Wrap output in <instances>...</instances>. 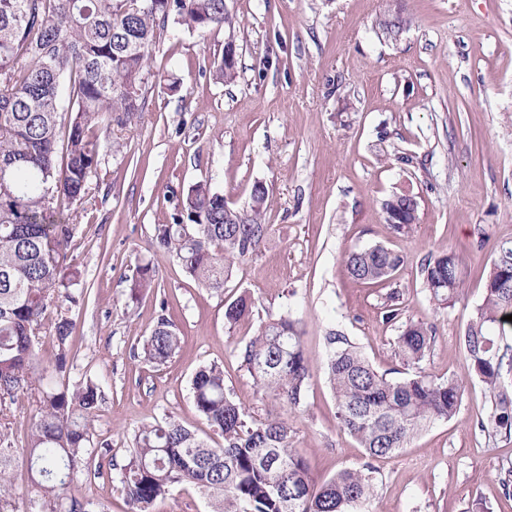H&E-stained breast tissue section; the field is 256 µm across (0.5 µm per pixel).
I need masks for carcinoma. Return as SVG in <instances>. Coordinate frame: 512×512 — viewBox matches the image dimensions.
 <instances>
[{"label": "carcinoma", "mask_w": 512, "mask_h": 512, "mask_svg": "<svg viewBox=\"0 0 512 512\" xmlns=\"http://www.w3.org/2000/svg\"><path fill=\"white\" fill-rule=\"evenodd\" d=\"M191 31L235 26L224 0H0V416L20 392H38L37 419L26 460L34 495L25 512H93L92 503L69 493L95 458L92 422L103 400L91 378L73 384L71 324L54 327L53 370L44 383L38 339L48 310L76 305L82 272L68 256L73 225L54 201L86 198L99 165V134L125 126L141 111V90L150 49L169 18ZM407 24L401 11L381 22L388 34ZM268 188L257 182L246 208L224 210V194L211 181L191 185L174 224L155 229L158 250L176 258L204 287L224 291L235 265L256 253L268 235L264 211ZM397 234L418 223V202L395 193L381 204ZM403 263L383 245L349 252L345 265L360 282L386 281ZM430 300L449 306L464 285L463 258L454 251L431 257L422 268ZM154 267H138L136 296L153 287ZM251 297L225 305L229 327L252 316ZM512 315V241L501 244L491 264L485 295L461 344L471 369L492 398L491 425L512 435V388L502 381L505 354L500 336ZM182 337L165 317L144 341L145 364L167 363ZM327 378L336 419L371 459L398 455L415 436L456 415L463 382L436 379L421 368L431 344L418 322L402 325L397 351L405 378L379 373L350 339L327 336ZM243 367L262 396L281 407L300 406L310 379L300 321L290 315L263 322L239 348ZM197 412L219 432L212 446L170 414L132 432L125 462L112 464L131 512L171 488L191 485L209 495L214 512H363L374 495V469H343L320 484L301 451L292 446L288 418H256L237 403L218 363L200 366L190 381ZM0 433V512H15L9 493L16 463Z\"/></svg>", "instance_id": "1"}]
</instances>
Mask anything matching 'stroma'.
Segmentation results:
<instances>
[{"instance_id":"obj_1","label":"stroma","mask_w":512,"mask_h":512,"mask_svg":"<svg viewBox=\"0 0 512 512\" xmlns=\"http://www.w3.org/2000/svg\"><path fill=\"white\" fill-rule=\"evenodd\" d=\"M235 30L192 32L168 22L151 50L143 108L101 137L99 167L84 203L63 206L75 229L68 255L83 273L84 304L48 310L39 335L43 366L56 351L58 316L73 323L71 379L99 382L105 399L92 424L124 462L133 430L175 415L209 443L220 437L197 413L190 379L202 365L224 367L235 400L255 416L272 411L238 356L260 321L285 314L304 325L310 379L289 411L316 480L372 463L371 512H512L503 481L512 474V436L481 430L492 403L465 359L460 338L481 304L490 265L512 240V0H227ZM410 23L395 35L379 23L394 8ZM236 76L219 82L212 64L227 41ZM212 180L233 207L254 183L268 189L269 233L237 264L223 292L202 287L155 247V229L175 223L188 186ZM416 195L417 224L405 235L386 224L381 203L399 188ZM383 245L403 265L390 280L364 284L347 273L352 250ZM453 250L467 276L453 305L430 301L422 267ZM155 267L154 286L132 295L137 268ZM254 316L224 323L241 294ZM395 299L403 317L433 336L422 364L456 376L458 413L413 438L402 453L367 460L336 419L327 374L329 330L342 331L379 371L398 378L399 327L382 311ZM182 346L152 368L140 358L158 319ZM36 393L18 395L0 431L24 448ZM75 496L97 512H128L111 470L82 475ZM208 496L182 485L152 512H213Z\"/></svg>"}]
</instances>
